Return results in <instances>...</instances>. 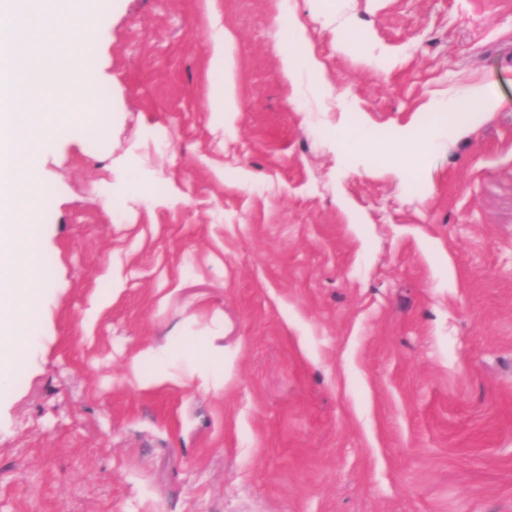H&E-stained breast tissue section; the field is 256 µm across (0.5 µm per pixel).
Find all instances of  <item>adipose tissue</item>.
<instances>
[{"mask_svg":"<svg viewBox=\"0 0 512 512\" xmlns=\"http://www.w3.org/2000/svg\"><path fill=\"white\" fill-rule=\"evenodd\" d=\"M286 38L291 46L289 52L282 56V69L286 76H295L299 68H307L314 75H321L322 64L308 49L303 38V28L297 22H289ZM498 103L487 96L481 88L473 87L463 94L454 96L442 105V112L448 113V134L468 126L479 114L495 111ZM435 130H424L417 126L399 129L387 140H379L366 129L348 125L338 133L337 142L343 146H353L367 155L375 164L385 167L398 168L399 173L406 179H415L420 169L414 157L401 154V147L411 144L418 150H426L436 145Z\"/></svg>","mask_w":512,"mask_h":512,"instance_id":"ef3b65f1","label":"adipose tissue"}]
</instances>
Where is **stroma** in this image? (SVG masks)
<instances>
[{"label": "stroma", "mask_w": 512, "mask_h": 512, "mask_svg": "<svg viewBox=\"0 0 512 512\" xmlns=\"http://www.w3.org/2000/svg\"><path fill=\"white\" fill-rule=\"evenodd\" d=\"M99 7L95 110L40 167L0 512H512V0ZM287 14L322 90L282 71ZM476 85L498 109L417 180L332 138L432 123ZM189 339L198 363L223 347V391L142 387L134 357ZM226 41L224 29L217 30L213 37V53L215 58L213 70L219 75V78L212 86L210 111L222 115L223 112H236L235 103L229 91L228 81L224 76V43Z\"/></svg>", "instance_id": "obj_1"}]
</instances>
